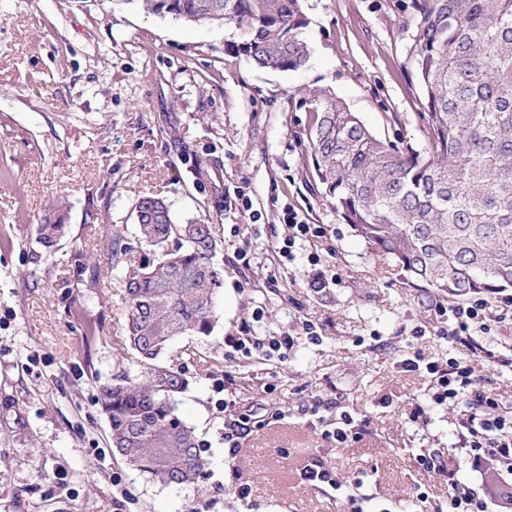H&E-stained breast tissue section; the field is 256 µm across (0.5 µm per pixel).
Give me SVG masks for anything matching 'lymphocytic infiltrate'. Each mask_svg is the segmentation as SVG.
Here are the masks:
<instances>
[{"label": "lymphocytic infiltrate", "mask_w": 512, "mask_h": 512, "mask_svg": "<svg viewBox=\"0 0 512 512\" xmlns=\"http://www.w3.org/2000/svg\"><path fill=\"white\" fill-rule=\"evenodd\" d=\"M447 315L449 342L466 348L470 356L449 359L447 369L437 371L434 399L457 409L455 445L466 449L473 463L492 459L502 470L512 472V407L480 388V361L495 364L499 357L475 339L476 333H488L492 324L501 322L502 317L483 298L451 303ZM417 462L424 470L447 478L448 512H489L486 499L470 492L456 479L454 469L437 456L423 454Z\"/></svg>", "instance_id": "lymphocytic-infiltrate-1"}]
</instances>
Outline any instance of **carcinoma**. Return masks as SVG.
<instances>
[{
    "mask_svg": "<svg viewBox=\"0 0 512 512\" xmlns=\"http://www.w3.org/2000/svg\"><path fill=\"white\" fill-rule=\"evenodd\" d=\"M148 15L188 16L233 30L225 51L263 70L305 66L302 0H124ZM414 64L424 89L426 144L405 150L376 136L324 93L314 99L310 155L328 199L356 236L414 281L450 298L512 289V0H412ZM145 257L124 270L125 343L145 374L111 385L99 402L112 448L164 487L198 482L206 461L176 413L183 379L152 364L169 341L208 335L223 277L203 220L179 224L161 198L135 207ZM61 220L37 225L49 249Z\"/></svg>",
    "mask_w": 512,
    "mask_h": 512,
    "instance_id": "cac0c4a2",
    "label": "carcinoma"
}]
</instances>
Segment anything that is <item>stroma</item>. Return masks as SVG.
<instances>
[{
	"label": "stroma",
	"mask_w": 512,
	"mask_h": 512,
	"mask_svg": "<svg viewBox=\"0 0 512 512\" xmlns=\"http://www.w3.org/2000/svg\"><path fill=\"white\" fill-rule=\"evenodd\" d=\"M303 8L309 62L280 72L226 53L230 28L123 0H0V512H351L342 492L305 479L310 468L362 480L363 512H441L448 486L416 461L432 449L460 462L493 512H512V477L473 468L453 445L456 412L432 399L427 364L463 355L439 336L447 297L355 236L308 148L320 91L379 137L422 146L411 0ZM145 196L219 242L212 333L178 337L159 359L182 375L178 414L208 461L188 487L129 467L98 403L141 372L121 346L128 309L109 256L118 244L144 257ZM58 202L67 232L48 250L35 227ZM289 209L324 229L291 261L279 252ZM246 330L293 346L283 359L228 346ZM415 356L419 370H404ZM345 411L360 438L325 439ZM240 414L253 428L232 458L224 429Z\"/></svg>",
	"instance_id": "obj_1"
}]
</instances>
